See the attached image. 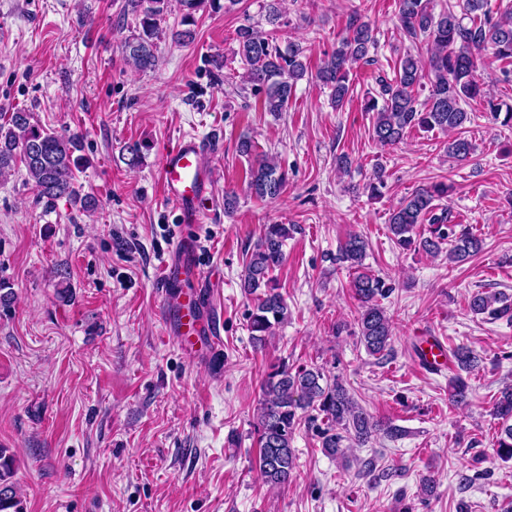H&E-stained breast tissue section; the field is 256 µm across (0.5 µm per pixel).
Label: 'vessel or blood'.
I'll list each match as a JSON object with an SVG mask.
<instances>
[{"label":"vessel or blood","instance_id":"obj_1","mask_svg":"<svg viewBox=\"0 0 512 512\" xmlns=\"http://www.w3.org/2000/svg\"><path fill=\"white\" fill-rule=\"evenodd\" d=\"M204 158V140L193 134L180 136L159 154L160 198L175 208L180 223H200L212 195L216 174ZM161 283L168 335L189 348L200 342L210 349L220 346V334L203 317L206 301L194 239H182L164 259Z\"/></svg>","mask_w":512,"mask_h":512}]
</instances>
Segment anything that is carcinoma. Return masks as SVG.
<instances>
[{
    "instance_id": "obj_1",
    "label": "carcinoma",
    "mask_w": 512,
    "mask_h": 512,
    "mask_svg": "<svg viewBox=\"0 0 512 512\" xmlns=\"http://www.w3.org/2000/svg\"><path fill=\"white\" fill-rule=\"evenodd\" d=\"M209 0H179L183 29L172 32L179 42L193 39L195 14ZM125 11L135 15L138 27L124 44L127 62L137 71L151 70L158 62L157 43L168 13V0H125ZM282 14L281 0H267L266 20L273 29L263 34L249 25L235 32L237 54L249 72L254 96L265 111L281 112L293 97L295 86L308 72L305 49L278 43L277 28ZM398 22L406 36L428 39L431 46L430 81L425 107H417L415 91L423 87L419 59L408 53L395 62L394 76L379 80V97H369L365 111L373 113L372 138L382 147L401 142L413 128L448 132V156L463 163L475 151L465 137L466 124L472 121L462 103L485 97L477 79L481 56L491 53L498 61L512 66V5L501 10L488 8V0H463L461 10L450 5L439 14L428 7V0H399ZM377 45L370 26L358 20L349 22L336 49L318 68V78L330 89L336 106L349 99L353 91V69L370 62V50ZM82 136L77 132L58 133L31 122V113L17 110L0 124V178L22 165L37 189L38 198L47 204L66 198L89 212L95 199L81 194L77 174L83 164ZM285 171L267 154L258 156L249 169L251 193L261 200L278 199L285 187ZM452 186L439 182L406 196L392 210L389 229L402 248H415L436 256L448 245V260L460 263L478 254L483 241L467 228H457L450 210L438 201L448 196ZM429 225L428 233L417 231ZM290 230L284 224H269L253 244L244 266L242 287L255 296L249 316V329L255 342L271 335L275 326L288 318V304L271 285V272L284 260L283 246ZM367 243L351 234L341 244L337 260L352 273L350 288L359 302L357 332L365 351L382 357L392 351L393 328L382 300L392 286L378 275L364 270ZM470 311L490 320L512 321V298L504 294L477 291L468 301ZM458 374L451 381L449 401L467 402L470 384L464 374L479 368L482 357L471 348L457 345L448 349ZM500 423L496 438L497 456L512 460V385L503 388L493 404ZM315 431L321 450L348 467L346 451L350 444L364 445L373 433L384 431L391 439L403 435L399 426L374 419L349 393L343 383L323 369L312 366L288 368L284 365L268 373L262 390L258 414L259 471L264 482L285 485L297 468L292 448L300 425ZM13 456L0 448V512H26L23 500L11 481Z\"/></svg>"
}]
</instances>
